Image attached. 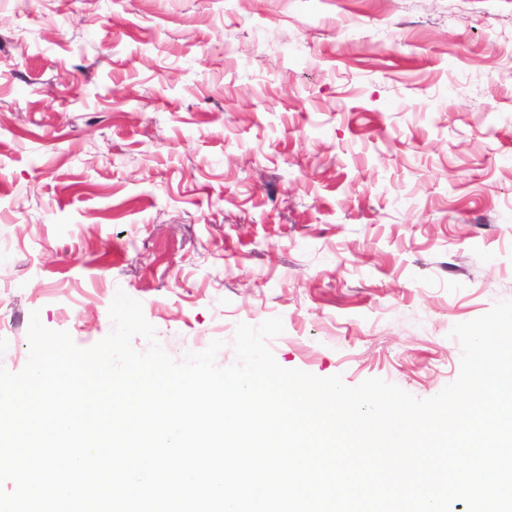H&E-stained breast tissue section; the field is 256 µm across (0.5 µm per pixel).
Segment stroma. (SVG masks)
Masks as SVG:
<instances>
[{"label": "stroma", "instance_id": "35a3bbf8", "mask_svg": "<svg viewBox=\"0 0 512 512\" xmlns=\"http://www.w3.org/2000/svg\"><path fill=\"white\" fill-rule=\"evenodd\" d=\"M175 360L420 399L512 299V0H0V367L117 290Z\"/></svg>", "mask_w": 512, "mask_h": 512}]
</instances>
